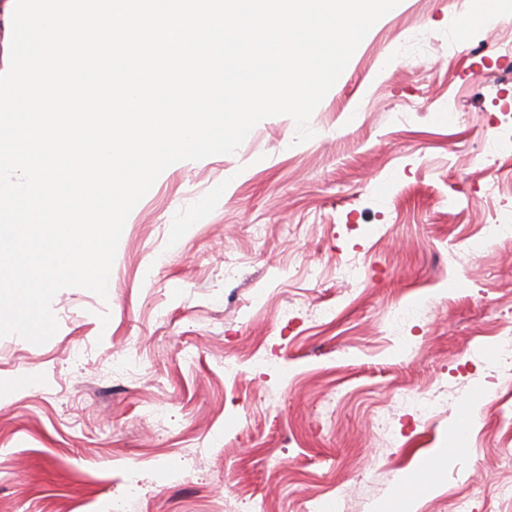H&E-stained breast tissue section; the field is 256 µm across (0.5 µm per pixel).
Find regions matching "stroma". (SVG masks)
I'll use <instances>...</instances> for the list:
<instances>
[{
    "label": "stroma",
    "instance_id": "1",
    "mask_svg": "<svg viewBox=\"0 0 512 512\" xmlns=\"http://www.w3.org/2000/svg\"><path fill=\"white\" fill-rule=\"evenodd\" d=\"M470 9L401 0L310 140L273 116L173 164L107 298L0 338V512H374L410 472L415 512H512V241L479 234L512 217V30L457 47Z\"/></svg>",
    "mask_w": 512,
    "mask_h": 512
}]
</instances>
